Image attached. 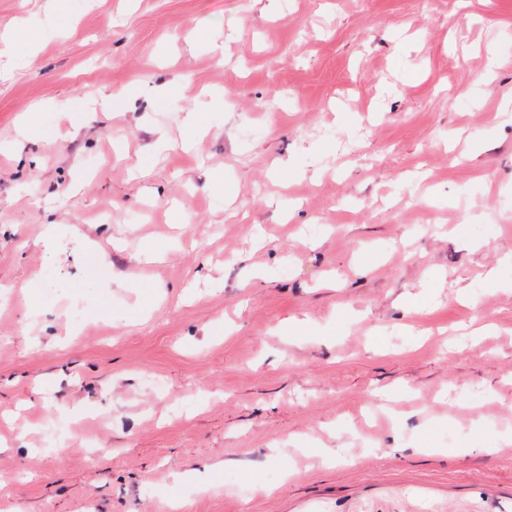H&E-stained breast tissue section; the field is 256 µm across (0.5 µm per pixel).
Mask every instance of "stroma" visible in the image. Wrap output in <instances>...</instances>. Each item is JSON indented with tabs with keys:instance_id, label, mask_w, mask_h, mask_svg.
<instances>
[{
	"instance_id": "1",
	"label": "stroma",
	"mask_w": 512,
	"mask_h": 512,
	"mask_svg": "<svg viewBox=\"0 0 512 512\" xmlns=\"http://www.w3.org/2000/svg\"><path fill=\"white\" fill-rule=\"evenodd\" d=\"M510 250L512 0H0V512H512Z\"/></svg>"
}]
</instances>
